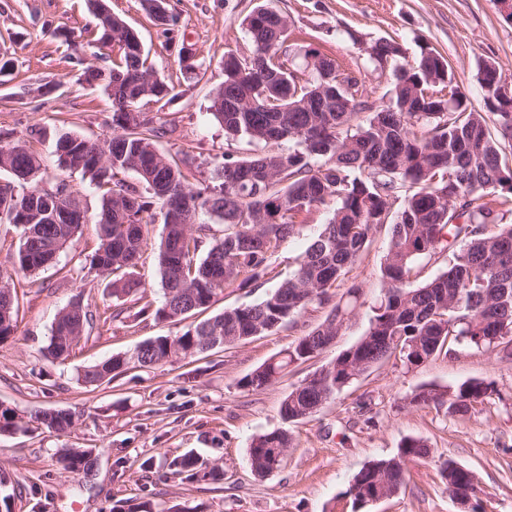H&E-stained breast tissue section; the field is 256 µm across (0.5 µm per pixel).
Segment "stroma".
<instances>
[{
    "instance_id": "1",
    "label": "stroma",
    "mask_w": 512,
    "mask_h": 512,
    "mask_svg": "<svg viewBox=\"0 0 512 512\" xmlns=\"http://www.w3.org/2000/svg\"><path fill=\"white\" fill-rule=\"evenodd\" d=\"M260 5L286 16L303 46L318 48L341 65L359 66L379 97L391 88V72L375 69L352 35L395 39L410 61L422 48L438 51L454 70L469 107L478 111L484 108L477 80L481 61L496 62L503 78L512 80V22L504 19L499 0H168L178 19L171 41L140 0H109L113 13L139 36L157 76L174 88L173 97L151 103L148 112L165 129L159 149L192 158L190 183L208 179L225 153H246L244 143L225 139L209 106L224 80L225 52L246 50L242 22ZM96 34L97 19L87 0H0V59L11 63L0 74V134L24 137L40 156L46 179L59 173L54 153L59 135L96 139L110 131L111 99L100 86L89 85L83 68L74 64L76 57L88 56L86 41ZM184 44L202 66L194 80L178 66ZM50 80L59 82V89L35 96L38 84ZM150 215L136 272L157 304L162 300L157 245L164 224L159 207ZM324 221V213H316L314 224L300 227L272 255L261 287L225 289L209 315L253 305L275 289ZM388 240L387 230L374 233L348 275L363 288L367 303L383 287L380 264ZM98 246L97 224L82 225L58 264L16 283L17 329L0 341V404L24 417L37 410H66L74 424L63 433L34 422L24 433H0V497H8L10 512H157L173 505L190 512H352L346 491L354 476L368 462L396 455L409 437L427 442L432 457L409 464L408 483L397 496L362 512H461L439 473L447 459L475 473L486 512H512V362L465 347L415 369L392 357L312 416L284 424L280 407L288 392L364 334L366 304L334 346L289 368L259 392L240 390L238 380L288 348L294 332L277 329L88 385L77 377L81 367L190 326L186 319L158 321L141 314L133 295L116 303L111 276L88 266ZM78 266L81 278H70L69 268ZM74 299L92 311L93 326L67 360L56 361L45 348L56 313ZM473 379L492 383L495 392L466 416L408 403L420 388ZM283 426L292 439L286 459L273 473L256 475L248 462L253 438ZM61 448L94 449L93 476L64 470L57 454ZM187 455L218 467L220 477L182 480L171 463Z\"/></svg>"
}]
</instances>
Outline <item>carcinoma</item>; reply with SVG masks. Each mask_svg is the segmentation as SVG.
Segmentation results:
<instances>
[{"label": "carcinoma", "mask_w": 512, "mask_h": 512, "mask_svg": "<svg viewBox=\"0 0 512 512\" xmlns=\"http://www.w3.org/2000/svg\"><path fill=\"white\" fill-rule=\"evenodd\" d=\"M107 0H90L101 44L112 28V48L119 61L87 76L112 99V133L100 144L65 134L55 142L58 168L81 174L101 193L91 217L99 224L100 244L91 265L112 276V297L120 300L142 287L135 267L142 253L144 214L149 202L119 175H137L152 202L165 210V228L158 247V275L163 300L158 307L144 300L141 312L157 320L181 321L206 311L226 288H257L268 274L272 254L297 229L328 209L291 275L260 302L224 312L190 326L172 338L146 340L140 361L146 368L164 364L187 350L214 349L205 337H224V345L246 342L298 318L322 310L324 320L305 330L282 353L238 381L248 391L274 384L288 366L304 363L330 347L358 308L363 289L344 287L346 275L371 243L374 231L388 227L390 241L380 266L384 284L370 307L368 326L360 339L327 362L328 374L314 373L295 386L281 404V417L294 423L310 417L323 404L368 369L392 355L415 368L459 345L498 351L512 358V96L495 83L496 64L479 66L478 81L486 111L469 108L445 58L426 48L412 63L394 39L376 41L378 67L392 66L388 100L372 107L347 95L344 84L362 76L343 69L336 59L309 46L315 56L310 78L301 84L285 69L290 29L283 15L265 8L244 19L249 56L224 55V82L214 91L209 110L226 138L244 139L265 151L247 157L224 154L207 180L191 184L183 168L161 152L154 126L142 108L173 87L155 76L137 34L116 15L103 14ZM143 9L173 33L176 18L165 0H141ZM0 172L13 176L17 190L0 194V224L17 225L21 243L13 273H0L7 288L14 279L54 264L87 214L82 195L65 180L48 189L41 159L19 137L0 144ZM403 199L399 207L394 202ZM216 218L213 224H184L180 216ZM33 236H28L27 231ZM443 259L445 269L423 279L419 262ZM60 328L52 330L47 354L67 359L74 347L63 335L82 336L94 315L61 308ZM16 330L15 302L0 316V339ZM93 378H114L125 371L117 354L93 365ZM493 392L483 380L449 386L441 394L420 389L410 404L444 409L465 416ZM290 445L288 430L256 435L249 448L252 470L265 476L284 457L278 448ZM432 454L421 439L407 438L397 455L369 462L354 477L362 490L352 499L364 508L375 492L374 477L384 473L388 490L398 494L406 484L404 465ZM176 473L196 480V462L185 456ZM441 476L453 493L474 499L484 510L472 476L446 460Z\"/></svg>", "instance_id": "carcinoma-1"}]
</instances>
